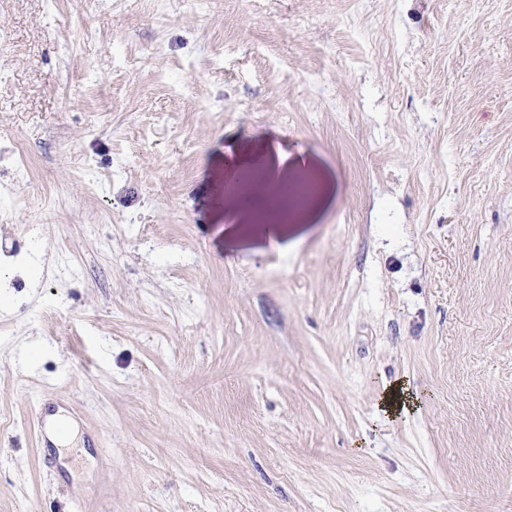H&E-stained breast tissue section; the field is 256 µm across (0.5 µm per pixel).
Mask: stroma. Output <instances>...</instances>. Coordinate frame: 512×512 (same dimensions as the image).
<instances>
[{"label": "stroma", "instance_id": "1", "mask_svg": "<svg viewBox=\"0 0 512 512\" xmlns=\"http://www.w3.org/2000/svg\"><path fill=\"white\" fill-rule=\"evenodd\" d=\"M0 512H512V0H0Z\"/></svg>", "mask_w": 512, "mask_h": 512}]
</instances>
